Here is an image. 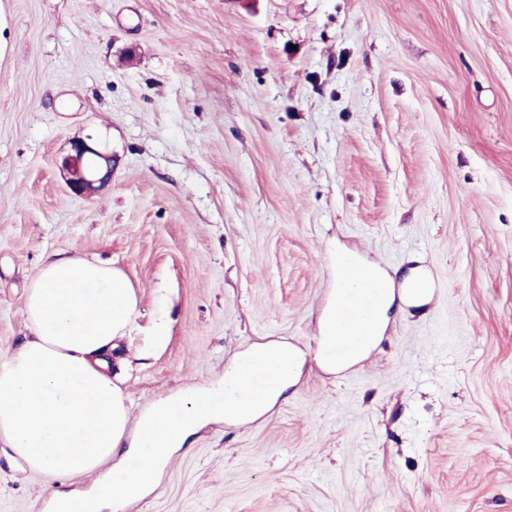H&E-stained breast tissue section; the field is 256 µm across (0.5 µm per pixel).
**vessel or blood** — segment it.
Listing matches in <instances>:
<instances>
[{
    "label": "vessel or blood",
    "mask_w": 512,
    "mask_h": 512,
    "mask_svg": "<svg viewBox=\"0 0 512 512\" xmlns=\"http://www.w3.org/2000/svg\"><path fill=\"white\" fill-rule=\"evenodd\" d=\"M354 271L356 277L352 286L335 296L336 321L345 326L346 332L337 336L329 354L339 361L357 351L358 334L369 325L383 292L381 284L364 267L355 266Z\"/></svg>",
    "instance_id": "obj_1"
}]
</instances>
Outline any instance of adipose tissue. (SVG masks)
<instances>
[{
	"mask_svg": "<svg viewBox=\"0 0 512 512\" xmlns=\"http://www.w3.org/2000/svg\"><path fill=\"white\" fill-rule=\"evenodd\" d=\"M137 309L126 273L94 259L57 256L32 277L31 336L0 360V438L30 470L84 475L126 443L129 407L109 360Z\"/></svg>",
	"mask_w": 512,
	"mask_h": 512,
	"instance_id": "ef3b65f1",
	"label": "adipose tissue"
}]
</instances>
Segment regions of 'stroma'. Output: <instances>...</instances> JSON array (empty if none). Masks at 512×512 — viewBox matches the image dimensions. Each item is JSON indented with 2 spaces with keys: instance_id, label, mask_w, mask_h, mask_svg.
I'll return each mask as SVG.
<instances>
[{
  "instance_id": "1",
  "label": "stroma",
  "mask_w": 512,
  "mask_h": 512,
  "mask_svg": "<svg viewBox=\"0 0 512 512\" xmlns=\"http://www.w3.org/2000/svg\"><path fill=\"white\" fill-rule=\"evenodd\" d=\"M93 133L112 181L78 197L60 163ZM344 251L433 290L330 373ZM58 254L137 290L132 420L253 345L305 354L285 397L200 427L127 512H512V0H0V359ZM162 307L170 341L140 358ZM100 478L0 443V512Z\"/></svg>"
}]
</instances>
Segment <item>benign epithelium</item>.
Masks as SVG:
<instances>
[{
    "label": "benign epithelium",
    "mask_w": 512,
    "mask_h": 512,
    "mask_svg": "<svg viewBox=\"0 0 512 512\" xmlns=\"http://www.w3.org/2000/svg\"><path fill=\"white\" fill-rule=\"evenodd\" d=\"M71 151L72 154L63 159L61 171L72 194L86 196L112 180V152L107 138L100 136L94 140L90 135L77 138L71 142ZM92 154L101 159V164L86 173L83 171V161Z\"/></svg>",
    "instance_id": "benign-epithelium-1"
}]
</instances>
